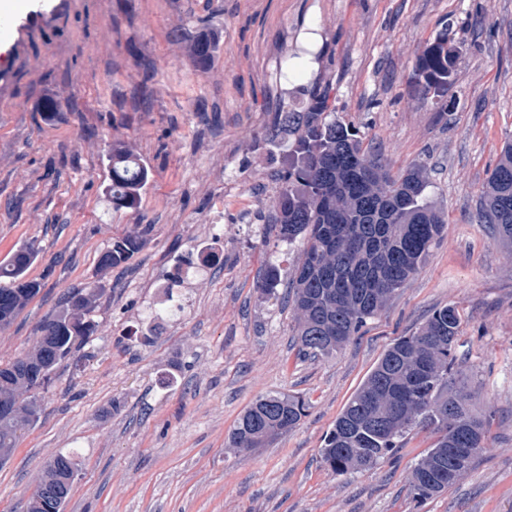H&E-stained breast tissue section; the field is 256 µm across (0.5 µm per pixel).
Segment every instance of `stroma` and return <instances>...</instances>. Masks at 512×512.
<instances>
[{
    "mask_svg": "<svg viewBox=\"0 0 512 512\" xmlns=\"http://www.w3.org/2000/svg\"><path fill=\"white\" fill-rule=\"evenodd\" d=\"M0 40V261L40 249L42 288L0 331V364L32 345L63 294L99 296L92 336L35 396L36 423L0 464V512H26L45 463L74 455L64 512H512V250L477 223L482 184L512 138V0H29ZM451 30L446 86L420 95L422 51ZM218 46L198 68L184 56ZM330 88L336 119L399 173L431 167L448 222L419 271L359 336L304 359L286 299L300 251L271 212L286 147L265 140L298 86ZM55 104L56 112L45 109ZM149 171L135 208L107 194L112 146ZM137 252L109 273L101 254L135 225ZM213 252L177 286L186 256ZM281 287L257 283L267 263ZM461 316L455 378L488 423L487 449L438 496L414 498L428 431L365 471L332 473L319 450L395 339L437 308ZM152 344H142V335ZM308 413L270 447L227 438L260 396Z\"/></svg>",
    "mask_w": 512,
    "mask_h": 512,
    "instance_id": "35a3bbf8",
    "label": "stroma"
}]
</instances>
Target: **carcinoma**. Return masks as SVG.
<instances>
[{
    "label": "carcinoma",
    "instance_id": "obj_1",
    "mask_svg": "<svg viewBox=\"0 0 512 512\" xmlns=\"http://www.w3.org/2000/svg\"><path fill=\"white\" fill-rule=\"evenodd\" d=\"M456 48L448 34L426 48L418 59L422 91L447 82ZM304 110L284 104L267 140L292 135L290 163L276 190L272 228L283 244L300 243L301 260L292 279L299 352L330 355L341 350L401 290L420 268L447 221L430 204L427 168L416 164L392 173L363 147L356 130L336 121V98L324 88L302 90ZM148 178L137 164H114L108 186L112 205L132 208V188ZM478 218L491 233L512 247V141L482 187ZM120 238L101 254L104 269L118 266L138 250L140 233ZM39 253L35 243L16 249L0 262V330L8 328L41 289L27 276ZM280 282L278 267L266 266L258 288L271 295ZM97 289H79L40 328L53 329L45 345L37 337L24 357L40 363L44 381L71 354L77 340L90 336L89 319ZM460 315L451 305L436 309L413 334L395 339L376 367L349 399L324 439L321 459L333 472L376 467L405 434L428 429L436 437L432 448L414 466L413 494L431 498L468 473L485 450L487 423L473 413L471 394L452 378ZM22 357V358H24ZM18 357L0 375V404L12 413L0 415V450L12 455L18 432L39 414L33 379L17 370ZM300 396L270 393L255 400L240 416L228 437V447L241 451L265 448L294 428L307 412ZM75 476L73 457L57 455L44 466L39 482L57 489L47 508L40 488L27 502V512H63Z\"/></svg>",
    "mask_w": 512,
    "mask_h": 512
}]
</instances>
